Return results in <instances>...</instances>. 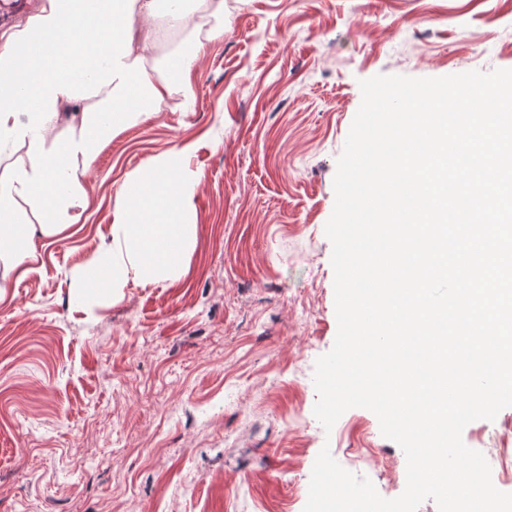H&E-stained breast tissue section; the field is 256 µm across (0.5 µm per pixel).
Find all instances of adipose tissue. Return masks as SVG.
<instances>
[{
  "instance_id": "obj_1",
  "label": "adipose tissue",
  "mask_w": 512,
  "mask_h": 512,
  "mask_svg": "<svg viewBox=\"0 0 512 512\" xmlns=\"http://www.w3.org/2000/svg\"><path fill=\"white\" fill-rule=\"evenodd\" d=\"M197 18L168 10L169 27L221 36L224 0H197ZM158 0H41L38 12L0 34V301L50 245L80 223L85 178L113 132L164 111L187 89L198 53L152 62Z\"/></svg>"
}]
</instances>
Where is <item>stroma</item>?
Listing matches in <instances>:
<instances>
[{
	"mask_svg": "<svg viewBox=\"0 0 512 512\" xmlns=\"http://www.w3.org/2000/svg\"><path fill=\"white\" fill-rule=\"evenodd\" d=\"M219 25L176 38L201 50L190 111L112 134L81 223L0 302V512H303L325 447L402 491L405 454L373 412L329 432L313 414L337 333V159L360 80L512 69V0H224ZM185 145L184 276L77 303L119 189ZM462 439L512 441V407Z\"/></svg>",
	"mask_w": 512,
	"mask_h": 512,
	"instance_id": "obj_1",
	"label": "stroma"
}]
</instances>
